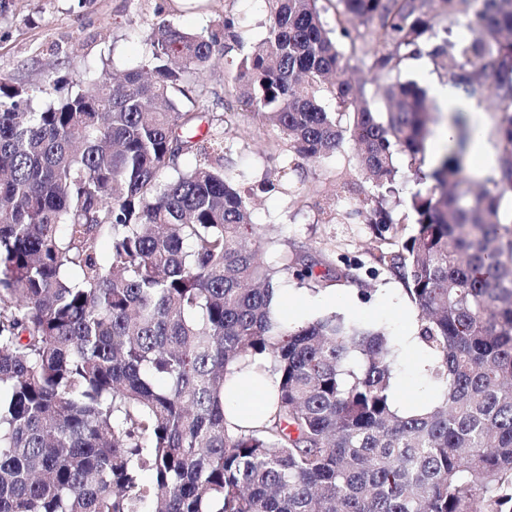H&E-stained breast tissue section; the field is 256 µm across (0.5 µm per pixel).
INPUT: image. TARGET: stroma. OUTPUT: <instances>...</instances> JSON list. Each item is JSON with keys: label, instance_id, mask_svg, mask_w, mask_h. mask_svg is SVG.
Returning a JSON list of instances; mask_svg holds the SVG:
<instances>
[{"label": "stroma", "instance_id": "obj_1", "mask_svg": "<svg viewBox=\"0 0 512 512\" xmlns=\"http://www.w3.org/2000/svg\"><path fill=\"white\" fill-rule=\"evenodd\" d=\"M234 17L246 47L265 36V0H10L0 12V71L31 86L60 76L79 80L91 72L119 73L135 67L147 50L146 38L158 19L199 31ZM233 66L216 54L197 81L204 108L224 130L226 171L241 189L275 179L288 150L262 127L253 112L227 97ZM301 182L290 193L258 192L252 217L265 241L266 259L296 250L318 265H362L363 285L326 282L312 290L294 277L281 278L290 318L326 315L320 299L335 295V312L349 321L384 326L404 339L416 325V312L401 282L377 271L376 242L369 225L353 216V202L341 184L357 179L354 145L345 140L326 159L305 160Z\"/></svg>", "mask_w": 512, "mask_h": 512}]
</instances>
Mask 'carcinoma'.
I'll list each match as a JSON object with an SVG mask.
<instances>
[{"mask_svg":"<svg viewBox=\"0 0 512 512\" xmlns=\"http://www.w3.org/2000/svg\"><path fill=\"white\" fill-rule=\"evenodd\" d=\"M319 2L267 0L248 50L231 19L200 32L158 21L118 82L50 90L0 73V512H512V0H336L346 52ZM445 19L471 33L448 38ZM423 47L494 100L500 164L473 194L458 190L462 123L419 166L430 109L396 73ZM220 48L235 53L238 100L289 154L358 145L362 179L343 188L417 312L438 396L401 404L385 328L272 313L280 275L361 284L362 266L262 261L224 136L199 133L202 113L184 107ZM364 56L372 91L348 76ZM400 156L434 182L411 196L405 239L387 209ZM233 367L275 383L249 425L225 416Z\"/></svg>","mask_w":512,"mask_h":512,"instance_id":"obj_1","label":"carcinoma"}]
</instances>
